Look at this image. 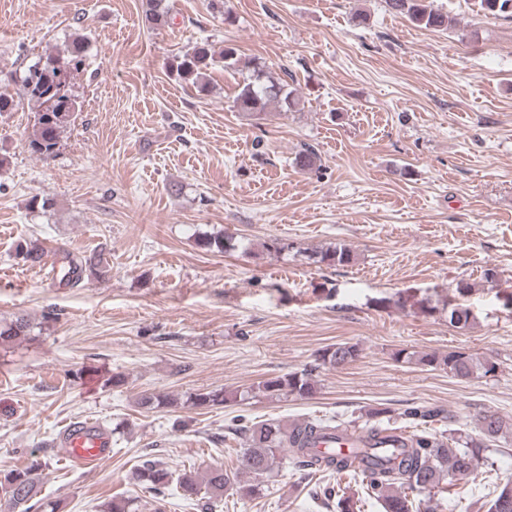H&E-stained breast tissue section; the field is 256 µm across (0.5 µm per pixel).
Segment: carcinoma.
Wrapping results in <instances>:
<instances>
[{
	"instance_id": "cac0c4a2",
	"label": "carcinoma",
	"mask_w": 512,
	"mask_h": 512,
	"mask_svg": "<svg viewBox=\"0 0 512 512\" xmlns=\"http://www.w3.org/2000/svg\"><path fill=\"white\" fill-rule=\"evenodd\" d=\"M385 3L393 13L405 16L421 28L440 31L451 25L448 15L434 8L431 0H385ZM145 20L153 26L168 23L165 0H146ZM86 49L85 38L75 35L65 44L63 53L39 57L16 77L23 94L36 106L35 133L30 142L36 153L53 154L60 134L82 111L81 102L70 93L69 85L80 70ZM219 62L224 63L226 69L237 67L236 48L226 46L217 53L210 43L204 41L191 51L174 56L169 61V70L176 80L203 94L207 92V71ZM248 70L249 75L244 78L234 99L237 111L261 120L272 105L284 112H293L300 105V99L266 65L252 62ZM295 164L304 171H311L320 167V157L308 146L296 155ZM200 245L218 253L237 248L235 240L224 235L207 236ZM15 255L33 265L47 255V247L38 239H24L17 243ZM308 259L329 267H344L354 261V255L346 246L336 244L313 251ZM108 272V263L102 253L92 256L67 254L62 258L58 276L62 285L69 286L85 278L104 277ZM473 320L468 306L448 302V323L451 326L464 328ZM33 331V323L24 317L10 322L0 321V346L25 338ZM357 356L358 348L354 344H332L322 350L315 365L300 372L267 378L231 396L222 389L192 393L187 396L185 404L195 409H208L222 406L230 399L245 400L253 394L269 398L310 396L316 391L314 371L317 368H338ZM397 357L414 360L424 367L446 368L460 380L478 374L486 376L496 369L490 360H480L465 351L440 356L400 350ZM172 404L173 399L161 394L144 393L137 399V405L145 410ZM374 415L379 420L363 427L354 419L311 418L282 425L273 420L254 422L238 415L232 419L231 429L243 437L242 462L246 472L256 476L268 475L286 460L301 472L302 480L313 483L309 496L327 507L335 504L336 512H356L360 509L358 502L362 500L381 504L385 512H420L422 494L438 491L455 478L471 475L479 460H487L488 471H493L490 443L512 430V424L492 412L480 416L478 438L460 430L446 436L430 430L427 424L447 418L444 410L439 408L411 405L395 417L386 409H378ZM327 434H361L364 441L361 447L352 448L346 454H332L316 448L319 439ZM43 466L45 463L33 455L25 465L0 474V491L8 502L15 505L14 512H59L58 503L37 498L38 475ZM343 476L359 484L361 497L353 498L347 494L346 488L332 482V479ZM135 477L151 492L157 503L155 512H162L174 485L190 500L198 496L200 490H206L207 500L200 504L203 512L224 507V494L229 491L242 497L256 496L260 491L258 485L243 484L222 467L207 470L202 475L191 470L177 474L149 452L139 456ZM487 483L493 486V498L486 502L487 512H512V481L498 483L489 479ZM139 508L135 497H114L100 505V512H139Z\"/></svg>"
}]
</instances>
